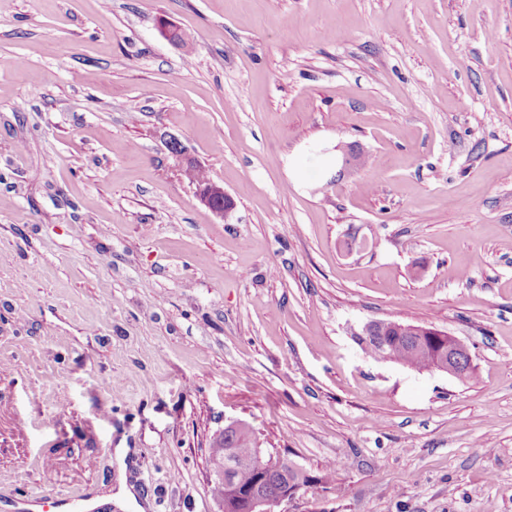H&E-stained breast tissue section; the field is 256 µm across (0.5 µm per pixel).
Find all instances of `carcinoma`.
Masks as SVG:
<instances>
[{
	"mask_svg": "<svg viewBox=\"0 0 512 512\" xmlns=\"http://www.w3.org/2000/svg\"><path fill=\"white\" fill-rule=\"evenodd\" d=\"M417 325L407 320L386 319L376 327L372 336L358 339L357 344L369 356L400 363L414 370H423L431 364V353L419 342L409 338ZM256 438L250 426L243 424L227 435L216 439L210 454V469L213 475V493L223 500L229 495L224 482V467L229 457L238 464L232 484L241 488L252 485L261 472L255 460Z\"/></svg>",
	"mask_w": 512,
	"mask_h": 512,
	"instance_id": "obj_1",
	"label": "carcinoma"
}]
</instances>
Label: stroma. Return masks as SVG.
I'll list each match as a JSON object with an SVG mask.
<instances>
[{
    "label": "stroma",
    "mask_w": 512,
    "mask_h": 512,
    "mask_svg": "<svg viewBox=\"0 0 512 512\" xmlns=\"http://www.w3.org/2000/svg\"><path fill=\"white\" fill-rule=\"evenodd\" d=\"M385 319L475 378L370 357ZM232 420L329 473L286 512H512V0H0V512L119 446L220 512ZM198 198L214 214L223 217L233 208L231 198L224 192V188L213 181L198 184ZM419 334V341L422 342L429 336L437 343L436 364L426 371L444 372L459 380H464L473 373L474 365L470 350L461 340L435 328L421 327Z\"/></svg>",
    "instance_id": "obj_1"
}]
</instances>
